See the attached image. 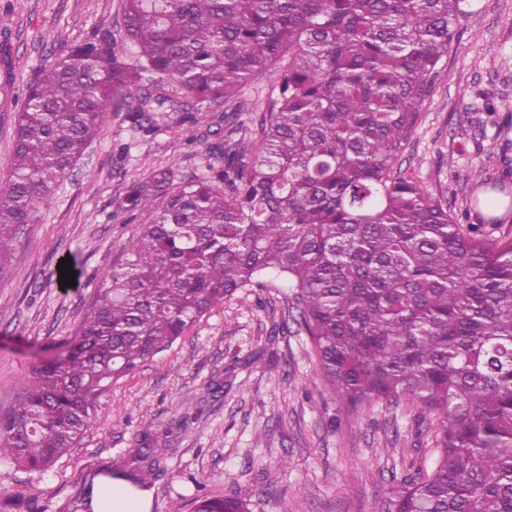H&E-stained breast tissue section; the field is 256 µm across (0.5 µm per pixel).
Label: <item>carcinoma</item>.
<instances>
[{"label":"carcinoma","mask_w":512,"mask_h":512,"mask_svg":"<svg viewBox=\"0 0 512 512\" xmlns=\"http://www.w3.org/2000/svg\"><path fill=\"white\" fill-rule=\"evenodd\" d=\"M469 0H124L121 59L107 33L72 41L17 112L0 183V275L65 172L123 112L182 120L280 66L259 137L180 179L130 185L128 258L100 280L81 334L0 412V466L44 472L76 447L97 396L172 345L224 298L272 274L294 290L329 388L350 407L408 398L437 419L436 459L389 512H512V238L488 240L398 170ZM159 205L147 210L144 200ZM143 433L128 472H163ZM0 512H32L0 498ZM194 512H250L197 486Z\"/></svg>","instance_id":"obj_1"}]
</instances>
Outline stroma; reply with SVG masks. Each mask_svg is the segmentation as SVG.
I'll list each match as a JSON object with an SVG mask.
<instances>
[{"label":"stroma","mask_w":512,"mask_h":512,"mask_svg":"<svg viewBox=\"0 0 512 512\" xmlns=\"http://www.w3.org/2000/svg\"><path fill=\"white\" fill-rule=\"evenodd\" d=\"M122 15L123 0H0V45L9 52L0 59V94L19 102L71 41L117 30ZM276 84L270 70L244 86L239 134L255 135L256 114ZM504 99L512 100V0H470L399 164L462 223L486 225L492 240L512 236V209L489 225L471 202V176L495 156L491 180L512 188V112L500 106L491 118L484 110ZM153 116L148 135L110 113L10 255L0 279V411L33 367L79 335L99 280L125 262L139 232L137 221L117 215L128 186L160 167L189 178L220 165L206 139L224 123L223 103L189 123L168 105ZM70 253L83 274L79 286L63 289L54 271ZM296 314L279 279L263 294L247 289L225 299L102 392L80 444L49 472L1 467L0 498L27 497L33 512H85L92 477L120 472L147 431L158 437L165 466L150 486L152 512H193L200 484L214 496L246 499L251 512H388L392 487L431 468L434 424L406 398L350 409L327 386ZM215 379L224 382L217 396L209 388Z\"/></svg>","instance_id":"stroma-1"}]
</instances>
